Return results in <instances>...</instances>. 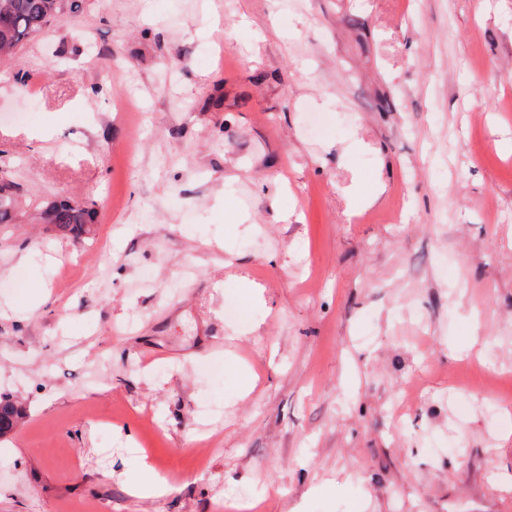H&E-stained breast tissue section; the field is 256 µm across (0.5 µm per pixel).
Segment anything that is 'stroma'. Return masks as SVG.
<instances>
[{
    "label": "stroma",
    "mask_w": 512,
    "mask_h": 512,
    "mask_svg": "<svg viewBox=\"0 0 512 512\" xmlns=\"http://www.w3.org/2000/svg\"><path fill=\"white\" fill-rule=\"evenodd\" d=\"M78 2L0 60V512H512V0ZM18 185L7 172L0 171V224H12L16 219ZM95 204L75 205L61 199L51 202L40 212V221L51 224L63 235L79 238L91 233L95 220ZM24 415V409L17 402L0 398V437L6 436ZM137 463L144 469L152 471V477L149 480L131 485L128 492L131 495L140 498L155 497L164 493L168 488V480L166 476L162 475L160 471L150 467L141 457L137 458Z\"/></svg>",
    "instance_id": "35a3bbf8"
}]
</instances>
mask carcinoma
I'll use <instances>...</instances> for the list:
<instances>
[{
	"label": "carcinoma",
	"instance_id": "carcinoma-1",
	"mask_svg": "<svg viewBox=\"0 0 512 512\" xmlns=\"http://www.w3.org/2000/svg\"><path fill=\"white\" fill-rule=\"evenodd\" d=\"M76 0H0V57L10 58L25 42L42 33L59 15L77 10ZM18 183L0 171V224L16 219ZM94 204L75 205L65 199L48 204L40 221L63 235L79 238L91 233ZM24 415L17 402L0 398V437L7 435Z\"/></svg>",
	"mask_w": 512,
	"mask_h": 512
}]
</instances>
